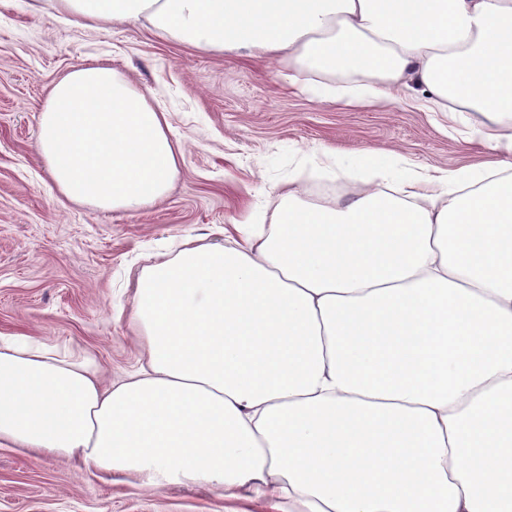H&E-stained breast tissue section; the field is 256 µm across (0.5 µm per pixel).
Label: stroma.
I'll use <instances>...</instances> for the list:
<instances>
[{
	"mask_svg": "<svg viewBox=\"0 0 512 512\" xmlns=\"http://www.w3.org/2000/svg\"><path fill=\"white\" fill-rule=\"evenodd\" d=\"M95 61L112 66L166 109L182 144L168 196L135 212L79 207L56 190L35 151L38 114L53 83ZM299 64L195 50L140 25L84 27L49 0H0V336L91 352L106 375L142 358L131 320L143 267L184 242L232 244L236 224L272 217L302 177V199L354 184L320 157L401 159L436 177L494 168L512 156L484 139L476 112L433 111L422 94L345 105L311 96ZM0 512H288L270 488L195 483L147 487L100 480L67 459L0 448Z\"/></svg>",
	"mask_w": 512,
	"mask_h": 512,
	"instance_id": "obj_1",
	"label": "stroma"
}]
</instances>
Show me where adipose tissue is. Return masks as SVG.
I'll return each mask as SVG.
<instances>
[{
	"label": "adipose tissue",
	"mask_w": 512,
	"mask_h": 512,
	"mask_svg": "<svg viewBox=\"0 0 512 512\" xmlns=\"http://www.w3.org/2000/svg\"><path fill=\"white\" fill-rule=\"evenodd\" d=\"M85 26L143 22L201 51L288 58L351 104L412 90L512 121V0H51ZM58 192L155 205L179 172L166 112L112 67L81 65L40 110ZM345 206L299 192L234 245L142 269L145 353L107 383L81 350L0 337V447L80 457L144 486L276 490L296 512H512V173L432 179L393 158Z\"/></svg>",
	"instance_id": "ef3b65f1"
}]
</instances>
